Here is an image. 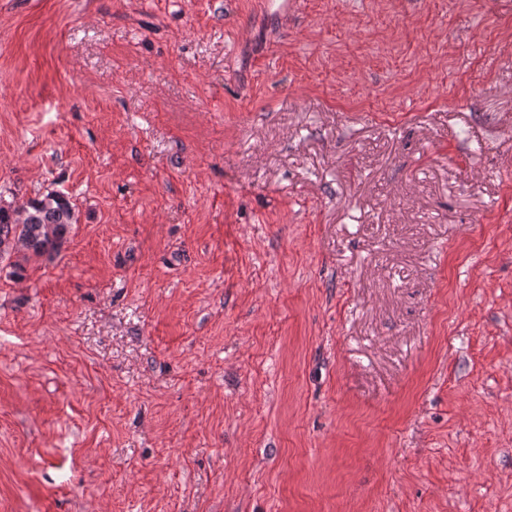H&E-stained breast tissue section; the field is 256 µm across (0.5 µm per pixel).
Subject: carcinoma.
I'll use <instances>...</instances> for the list:
<instances>
[{
    "instance_id": "cac0c4a2",
    "label": "carcinoma",
    "mask_w": 512,
    "mask_h": 512,
    "mask_svg": "<svg viewBox=\"0 0 512 512\" xmlns=\"http://www.w3.org/2000/svg\"><path fill=\"white\" fill-rule=\"evenodd\" d=\"M75 223V210L60 193L20 205L0 200V254L13 252L27 261L57 253Z\"/></svg>"
}]
</instances>
